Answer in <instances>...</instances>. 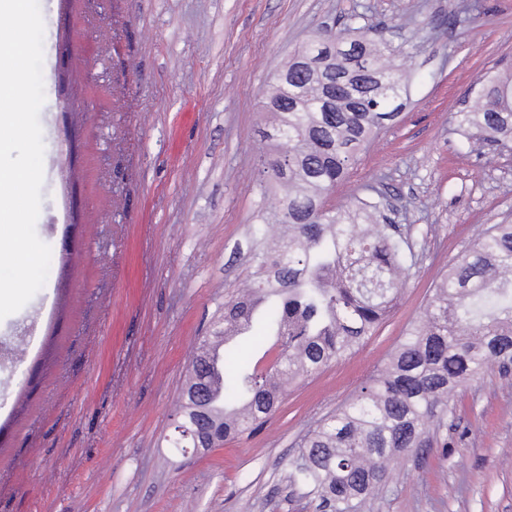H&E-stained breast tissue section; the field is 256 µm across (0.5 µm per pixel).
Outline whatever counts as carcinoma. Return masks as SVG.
<instances>
[{
  "instance_id": "carcinoma-1",
  "label": "carcinoma",
  "mask_w": 512,
  "mask_h": 512,
  "mask_svg": "<svg viewBox=\"0 0 512 512\" xmlns=\"http://www.w3.org/2000/svg\"><path fill=\"white\" fill-rule=\"evenodd\" d=\"M407 100L405 68L370 28L314 33L273 79L263 137L274 191L255 216V271L220 308L188 377L210 387L215 441L258 432L288 387L359 349L396 307L412 264L405 238L384 221L385 199L325 203ZM454 120L467 139L511 144L512 70L485 75L477 104ZM259 311L276 336L267 363L227 378L226 346ZM490 362L512 368V224L492 225L453 258L385 367L304 436L289 481L317 510L363 512L389 465L423 447L453 414L450 395ZM176 416L197 419L191 398Z\"/></svg>"
}]
</instances>
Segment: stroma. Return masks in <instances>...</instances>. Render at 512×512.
Instances as JSON below:
<instances>
[{"mask_svg": "<svg viewBox=\"0 0 512 512\" xmlns=\"http://www.w3.org/2000/svg\"><path fill=\"white\" fill-rule=\"evenodd\" d=\"M47 280L0 319V512H297L288 461L382 367L451 260L512 224V150L454 112L512 64V0H39ZM454 25H447V18ZM383 30L410 100L330 197L381 193L416 264L353 355L264 428L200 455L169 443L190 363L253 272L267 91L309 36ZM454 421L364 512H512V372L488 366Z\"/></svg>", "mask_w": 512, "mask_h": 512, "instance_id": "1", "label": "stroma"}]
</instances>
